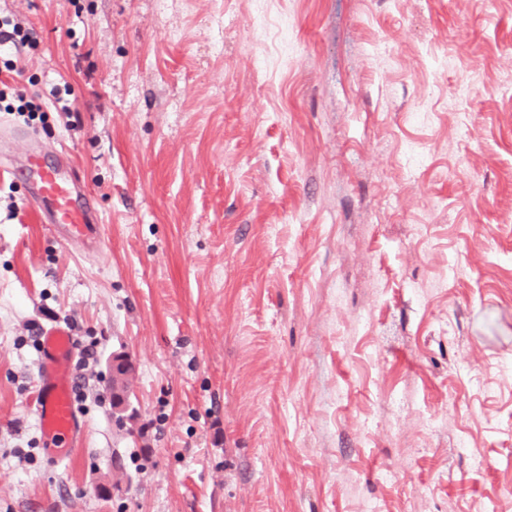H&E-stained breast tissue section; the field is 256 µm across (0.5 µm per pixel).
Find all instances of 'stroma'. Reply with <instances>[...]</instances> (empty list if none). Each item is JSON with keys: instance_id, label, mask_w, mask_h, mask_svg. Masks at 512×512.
Returning <instances> with one entry per match:
<instances>
[{"instance_id": "stroma-1", "label": "stroma", "mask_w": 512, "mask_h": 512, "mask_svg": "<svg viewBox=\"0 0 512 512\" xmlns=\"http://www.w3.org/2000/svg\"><path fill=\"white\" fill-rule=\"evenodd\" d=\"M1 16L26 39L0 126L28 137L0 136V512H512V0ZM62 150L98 250L3 171ZM55 323L98 351L63 462L35 415ZM135 373L134 362L125 352L112 354V409L122 423L128 410Z\"/></svg>"}]
</instances>
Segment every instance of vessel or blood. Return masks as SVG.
I'll return each mask as SVG.
<instances>
[{
	"label": "vessel or blood",
	"instance_id": "obj_1",
	"mask_svg": "<svg viewBox=\"0 0 512 512\" xmlns=\"http://www.w3.org/2000/svg\"><path fill=\"white\" fill-rule=\"evenodd\" d=\"M26 174L46 212L50 232L94 246L101 243L102 227L93 219L85 179L79 171L37 157L30 162ZM38 347L37 422L51 454L63 457L85 432L72 371L78 343L66 326L56 324L42 331Z\"/></svg>",
	"mask_w": 512,
	"mask_h": 512
}]
</instances>
